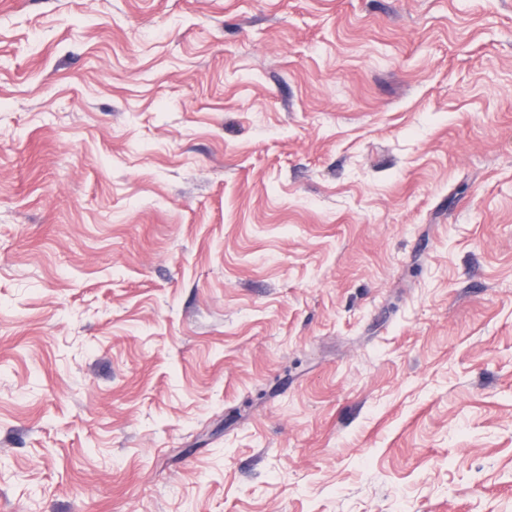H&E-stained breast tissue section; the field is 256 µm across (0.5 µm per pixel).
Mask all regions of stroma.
I'll return each mask as SVG.
<instances>
[{"label":"stroma","instance_id":"obj_1","mask_svg":"<svg viewBox=\"0 0 512 512\" xmlns=\"http://www.w3.org/2000/svg\"><path fill=\"white\" fill-rule=\"evenodd\" d=\"M0 512H512V0H0Z\"/></svg>","mask_w":512,"mask_h":512}]
</instances>
